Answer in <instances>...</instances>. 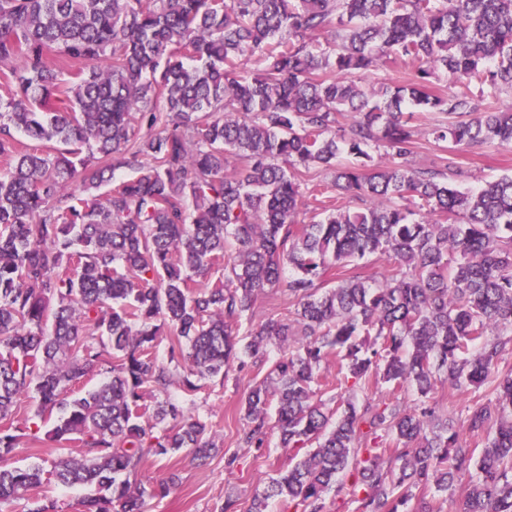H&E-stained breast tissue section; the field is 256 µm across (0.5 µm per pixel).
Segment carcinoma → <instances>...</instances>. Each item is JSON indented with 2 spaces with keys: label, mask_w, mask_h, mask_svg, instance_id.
Listing matches in <instances>:
<instances>
[{
  "label": "carcinoma",
  "mask_w": 512,
  "mask_h": 512,
  "mask_svg": "<svg viewBox=\"0 0 512 512\" xmlns=\"http://www.w3.org/2000/svg\"><path fill=\"white\" fill-rule=\"evenodd\" d=\"M52 53L82 67L56 70ZM398 63L411 67L402 81L365 82ZM441 73L463 89L447 92ZM0 85V501L53 512L54 481L89 490L81 512H148L177 478L145 484V457L215 449L170 387L193 396L274 347L238 443L263 446L275 396L281 446L312 449L249 512L270 499L326 512L347 486L355 512H438L416 490L446 494L471 472L455 512H512V370L499 371L512 176L461 190L453 157L408 165L418 112L445 115L427 135L458 152L512 146V107H497L512 93V0H0ZM120 167L135 176L114 179ZM315 168L362 207L324 199ZM309 199L322 212L304 224ZM384 256V280L364 274L362 260ZM274 288L294 309L239 345ZM101 367L106 381L68 397ZM442 377L482 395L444 413L430 401ZM379 381L392 387L381 404L335 392ZM23 396L55 418L65 456L48 473L8 464L37 441L16 418ZM383 435L392 447H361Z\"/></svg>",
  "instance_id": "obj_1"
}]
</instances>
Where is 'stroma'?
Instances as JSON below:
<instances>
[{
  "label": "stroma",
  "mask_w": 512,
  "mask_h": 512,
  "mask_svg": "<svg viewBox=\"0 0 512 512\" xmlns=\"http://www.w3.org/2000/svg\"><path fill=\"white\" fill-rule=\"evenodd\" d=\"M512 175V149L477 145L457 156V164L448 173L449 180L461 188H470L476 178ZM274 356L265 365L245 366L229 372L223 385L195 399L199 413L214 430L221 448L206 462L193 460L182 451L166 457H148L143 466L145 478L157 481L177 474L179 483L163 499L150 501L149 512H220L225 499L237 502L238 512H249L255 494L263 490L269 478L287 468L294 451L281 447L277 434H270L265 447L243 448L237 431L243 424L242 400L249 384L263 379L270 371ZM235 457L233 471H226L228 457Z\"/></svg>",
  "instance_id": "1"
}]
</instances>
